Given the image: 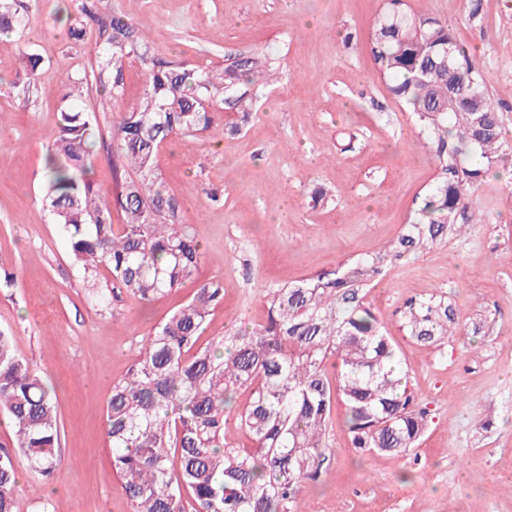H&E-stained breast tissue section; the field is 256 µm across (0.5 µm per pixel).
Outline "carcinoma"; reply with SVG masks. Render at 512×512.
Returning <instances> with one entry per match:
<instances>
[{
    "mask_svg": "<svg viewBox=\"0 0 512 512\" xmlns=\"http://www.w3.org/2000/svg\"><path fill=\"white\" fill-rule=\"evenodd\" d=\"M81 9L85 20L68 33L95 45V85L118 104L133 58L145 75L144 96L112 123L110 200L90 177L99 125L84 109L58 113L43 157L42 204L84 271L103 267L112 287L150 303L192 279L205 258L181 220L182 201L158 173L163 145L177 134L241 131L252 116L254 85L273 79L254 58L237 59L218 76L165 61L133 19L103 20L87 4ZM30 23L26 6L0 0L1 34L19 41ZM369 44L378 72L413 112L437 162L435 184L390 251L261 288L264 322L198 344L210 309L224 298L223 281L209 280L154 327L113 382L106 406L112 465L134 512H302L300 487L319 482L330 467L326 431L339 402L361 456L403 457L422 438L427 412L366 290L387 265L445 240L455 222H482L475 195L493 170L509 165L512 145L476 55L446 21L388 0ZM226 107L236 114L232 122L224 121ZM126 163L138 178L122 176ZM114 208L125 213L124 223H112ZM401 327L416 343L433 346L455 335L458 323L448 299L433 293L407 299ZM242 391L249 397L237 420L251 447L228 448L225 410ZM0 412L14 429L13 450L0 448V512H15L19 460L44 481L58 469L60 421L48 387L4 331Z\"/></svg>",
    "mask_w": 512,
    "mask_h": 512,
    "instance_id": "carcinoma-1",
    "label": "carcinoma"
}]
</instances>
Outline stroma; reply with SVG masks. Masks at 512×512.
<instances>
[{
	"mask_svg": "<svg viewBox=\"0 0 512 512\" xmlns=\"http://www.w3.org/2000/svg\"><path fill=\"white\" fill-rule=\"evenodd\" d=\"M24 2L37 17L26 49L0 39V139L9 144L0 150V274L16 278L0 288V331L55 393L61 465L47 483L19 467L16 512H131L104 413L151 329L211 279L223 281L224 300L202 342L262 322L258 286L382 252L413 220L436 163L367 47L386 0H96L99 16L131 17L171 62L220 69L266 57L278 80L258 89L240 134L176 136L160 151L164 182L205 254L195 279L144 305L112 290L102 271L109 300L94 306L41 204L42 158L61 109L94 112L107 136L117 114L103 92L74 84L95 64L90 47L67 36L82 18L79 0ZM404 4L446 19L474 49L512 141V0ZM29 51L41 59L34 75ZM476 206L484 223L458 225L443 244L388 266L367 294L428 412L424 436L407 456L361 457L336 408L332 465L299 493L308 512H512V189L489 177ZM431 292L447 296L462 330L423 347L397 312Z\"/></svg>",
	"mask_w": 512,
	"mask_h": 512,
	"instance_id": "35a3bbf8",
	"label": "stroma"
}]
</instances>
